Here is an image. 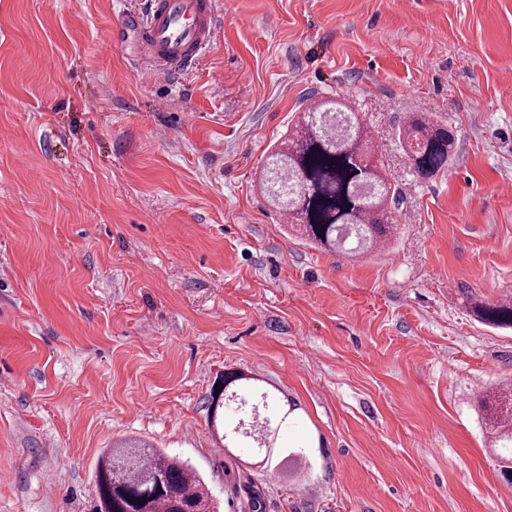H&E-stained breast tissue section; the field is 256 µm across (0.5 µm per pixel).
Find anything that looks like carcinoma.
Wrapping results in <instances>:
<instances>
[{"mask_svg": "<svg viewBox=\"0 0 512 512\" xmlns=\"http://www.w3.org/2000/svg\"><path fill=\"white\" fill-rule=\"evenodd\" d=\"M400 147L423 178L447 164L454 131L441 121L414 113L398 127ZM260 189L288 219V229L312 246L356 257L394 238L400 191L381 163L362 116L344 100L314 101L288 139L266 158ZM468 312L481 323L512 328V299L486 303L472 296ZM213 408L224 407L237 421L224 427L230 448H258V438L276 443L288 418L273 392L236 373H226ZM492 450L504 479L512 481V387L480 397ZM96 497L90 512H206L211 494L185 461L153 447L129 442L109 449L93 471Z\"/></svg>", "mask_w": 512, "mask_h": 512, "instance_id": "carcinoma-1", "label": "carcinoma"}]
</instances>
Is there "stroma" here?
I'll return each instance as SVG.
<instances>
[{"instance_id": "obj_1", "label": "stroma", "mask_w": 512, "mask_h": 512, "mask_svg": "<svg viewBox=\"0 0 512 512\" xmlns=\"http://www.w3.org/2000/svg\"><path fill=\"white\" fill-rule=\"evenodd\" d=\"M141 0H0V512H88L130 439L192 464L220 512H512L478 398L512 386V0H217L167 85ZM349 98L401 192V232L347 260L259 189L299 112ZM449 122L425 179L405 115ZM290 421L269 462L225 448V372ZM468 312L481 323L502 329L512 328V298L507 302L486 303L471 296Z\"/></svg>"}]
</instances>
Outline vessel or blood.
<instances>
[{"label": "vessel or blood", "instance_id": "vessel-or-blood-1", "mask_svg": "<svg viewBox=\"0 0 512 512\" xmlns=\"http://www.w3.org/2000/svg\"><path fill=\"white\" fill-rule=\"evenodd\" d=\"M141 57L158 79L191 69L216 38V0H146L134 18Z\"/></svg>", "mask_w": 512, "mask_h": 512}]
</instances>
